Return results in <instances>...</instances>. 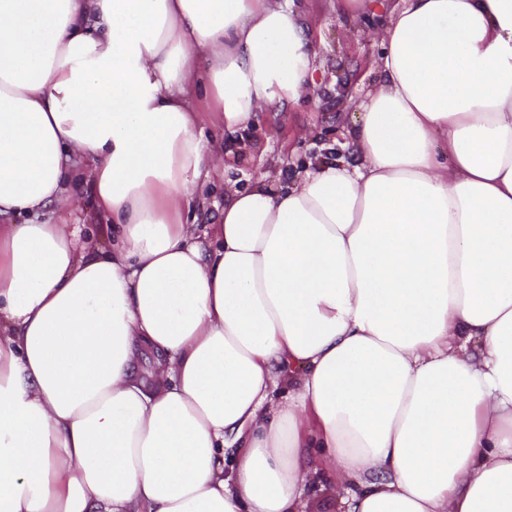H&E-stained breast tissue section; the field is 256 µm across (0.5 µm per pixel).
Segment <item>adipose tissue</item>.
Wrapping results in <instances>:
<instances>
[{"instance_id": "obj_1", "label": "adipose tissue", "mask_w": 512, "mask_h": 512, "mask_svg": "<svg viewBox=\"0 0 512 512\" xmlns=\"http://www.w3.org/2000/svg\"><path fill=\"white\" fill-rule=\"evenodd\" d=\"M376 35L350 159L199 236L315 85L293 0H0V512H512V0ZM82 183L108 247L19 223Z\"/></svg>"}]
</instances>
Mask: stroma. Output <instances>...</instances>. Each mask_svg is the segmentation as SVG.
I'll list each match as a JSON object with an SVG mask.
<instances>
[{
    "label": "stroma",
    "mask_w": 512,
    "mask_h": 512,
    "mask_svg": "<svg viewBox=\"0 0 512 512\" xmlns=\"http://www.w3.org/2000/svg\"><path fill=\"white\" fill-rule=\"evenodd\" d=\"M395 2L373 0L370 15L358 23L359 33L348 39L344 33L355 24L350 12L337 7L334 0H296L314 34L319 68L316 84L297 104L277 113H259L257 124L265 133L261 149H246L225 161L224 175L212 189L206 208L196 213L197 224L218 223L225 186H247L273 165L291 169L322 154L324 146L339 139L343 127L356 119L364 88L377 77L380 48L373 32L386 22L385 12ZM44 219L52 224L83 225L93 244L108 245L109 238L102 233L104 219L97 215L89 195H80L74 209H58Z\"/></svg>",
    "instance_id": "stroma-1"
}]
</instances>
